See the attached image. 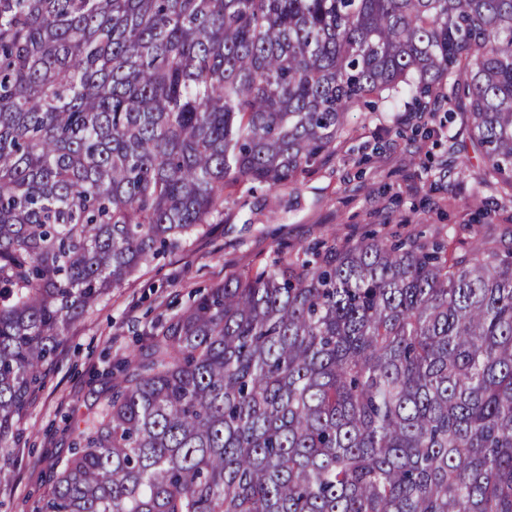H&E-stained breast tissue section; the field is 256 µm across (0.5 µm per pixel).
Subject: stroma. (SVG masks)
Instances as JSON below:
<instances>
[{"mask_svg":"<svg viewBox=\"0 0 512 512\" xmlns=\"http://www.w3.org/2000/svg\"><path fill=\"white\" fill-rule=\"evenodd\" d=\"M422 124L409 98L351 112L336 155L297 185L267 193L243 185L224 192V211L175 252L112 289L59 350L56 371L30 408L19 447L0 452V512H37L48 478L74 438L67 424L95 411L100 373L121 364L146 332L167 324L204 289L247 269L277 247L294 252L336 232L355 243L454 237H512V203L485 191L469 205L479 160H467L462 106L432 104Z\"/></svg>","mask_w":512,"mask_h":512,"instance_id":"obj_1","label":"stroma"}]
</instances>
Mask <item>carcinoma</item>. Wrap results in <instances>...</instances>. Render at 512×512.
I'll return each instance as SVG.
<instances>
[{"mask_svg": "<svg viewBox=\"0 0 512 512\" xmlns=\"http://www.w3.org/2000/svg\"><path fill=\"white\" fill-rule=\"evenodd\" d=\"M403 87L512 192V0H0V450L110 289ZM107 376L38 512H512V244L333 231Z\"/></svg>", "mask_w": 512, "mask_h": 512, "instance_id": "carcinoma-1", "label": "carcinoma"}]
</instances>
